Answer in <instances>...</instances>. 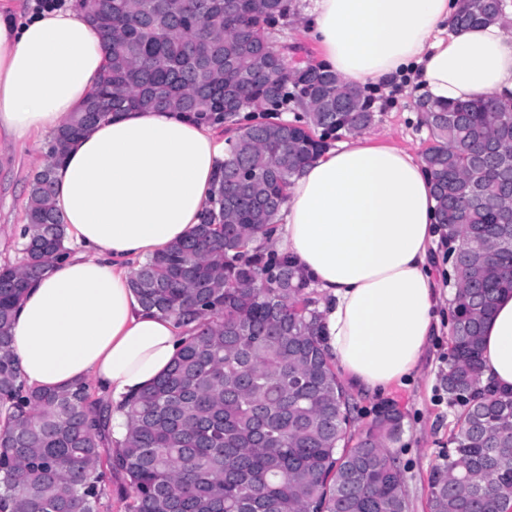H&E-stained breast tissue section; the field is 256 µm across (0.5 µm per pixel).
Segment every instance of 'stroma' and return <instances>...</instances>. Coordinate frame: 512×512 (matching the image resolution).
Returning <instances> with one entry per match:
<instances>
[{"label": "stroma", "instance_id": "1", "mask_svg": "<svg viewBox=\"0 0 512 512\" xmlns=\"http://www.w3.org/2000/svg\"><path fill=\"white\" fill-rule=\"evenodd\" d=\"M310 0H290V13L280 26L275 41L284 47L288 62H320L319 48L307 31L303 17ZM375 120L365 135L372 141L422 156L431 145V131L418 112L416 92L399 86L377 90L374 94ZM44 150L16 148L11 162L0 165V238L10 246L8 257L17 260L18 231L26 222L28 185L45 158ZM447 322H440L424 354L419 370L384 391L369 392L350 387L358 407L357 428H366L376 412L387 403L402 414V434L391 446L404 466L409 512H429V480L441 464L448 440L458 428L459 407L450 405L442 389L448 370Z\"/></svg>", "mask_w": 512, "mask_h": 512}]
</instances>
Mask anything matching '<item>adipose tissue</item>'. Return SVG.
<instances>
[{"label":"adipose tissue","mask_w":512,"mask_h":512,"mask_svg":"<svg viewBox=\"0 0 512 512\" xmlns=\"http://www.w3.org/2000/svg\"><path fill=\"white\" fill-rule=\"evenodd\" d=\"M455 0H313L307 24L328 68L362 87L408 83L431 99L512 101V33L454 29ZM106 53L72 6L21 13L0 0V144L54 136L85 103ZM224 143L178 112L111 115L55 170L53 203L73 247L33 281L13 318L29 386L90 381L121 399L153 384L189 328L145 311L133 261L198 224ZM435 200L411 153L352 137L296 176L270 243L321 295L327 353L378 391L415 372L441 295ZM482 382L512 394V292L482 330Z\"/></svg>","instance_id":"adipose-tissue-1"}]
</instances>
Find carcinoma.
I'll return each instance as SVG.
<instances>
[{"mask_svg": "<svg viewBox=\"0 0 512 512\" xmlns=\"http://www.w3.org/2000/svg\"><path fill=\"white\" fill-rule=\"evenodd\" d=\"M456 28L501 21L495 0H457ZM107 63L95 90L54 135L32 179L21 258L0 265V512H101L112 473L128 512H409L390 452L401 415L388 407L354 436L350 397L321 340L310 280L292 260L252 246L276 223L292 178L342 131L375 119L365 89L320 65L288 81L282 55L255 53L288 0H96L83 3ZM145 107L200 124L237 123L250 108L302 109L294 122L236 127L202 223L141 262V305L194 333L168 370L119 403L75 382L28 387L13 352V312L27 284L68 252L53 170L105 113ZM434 142L422 155L448 243L455 289L448 400L460 425L433 470L429 512L512 507V395L478 390L481 327L512 290V104L421 99Z\"/></svg>", "mask_w": 512, "mask_h": 512, "instance_id": "obj_1", "label": "carcinoma"}]
</instances>
